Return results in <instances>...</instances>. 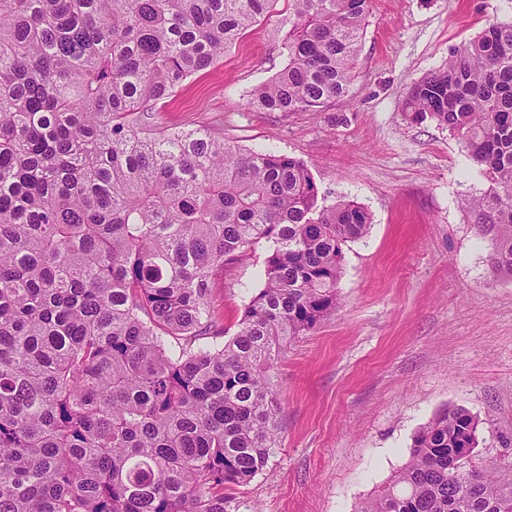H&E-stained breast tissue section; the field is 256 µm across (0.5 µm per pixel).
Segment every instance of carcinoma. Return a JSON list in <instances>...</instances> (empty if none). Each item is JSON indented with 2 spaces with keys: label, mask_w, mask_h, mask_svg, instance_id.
Wrapping results in <instances>:
<instances>
[{
  "label": "carcinoma",
  "mask_w": 512,
  "mask_h": 512,
  "mask_svg": "<svg viewBox=\"0 0 512 512\" xmlns=\"http://www.w3.org/2000/svg\"><path fill=\"white\" fill-rule=\"evenodd\" d=\"M278 0H0V512H225L280 441L272 369L340 304L367 211L308 166L150 116ZM372 0H288V63L247 102L319 112L349 91ZM405 110L464 143L494 276L512 278V22ZM264 242L237 333L207 342L215 271ZM181 336L178 348L168 342ZM446 408L355 512H512V470L466 460Z\"/></svg>",
  "instance_id": "carcinoma-1"
}]
</instances>
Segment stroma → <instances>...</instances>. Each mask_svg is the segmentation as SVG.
Wrapping results in <instances>:
<instances>
[{"instance_id":"1","label":"stroma","mask_w":512,"mask_h":512,"mask_svg":"<svg viewBox=\"0 0 512 512\" xmlns=\"http://www.w3.org/2000/svg\"><path fill=\"white\" fill-rule=\"evenodd\" d=\"M287 15L278 0L150 119L155 131L200 127L299 159L328 202H357L371 218L344 248L336 312L276 363L280 443L248 484L225 489L227 512H354L448 407L478 423L474 465L512 467V279L492 276V240L470 211L487 184L461 140L405 116L408 88L487 23L512 22V0H373L346 96L320 112L249 110L287 63ZM266 253L259 244L215 277L225 337L263 282Z\"/></svg>"}]
</instances>
